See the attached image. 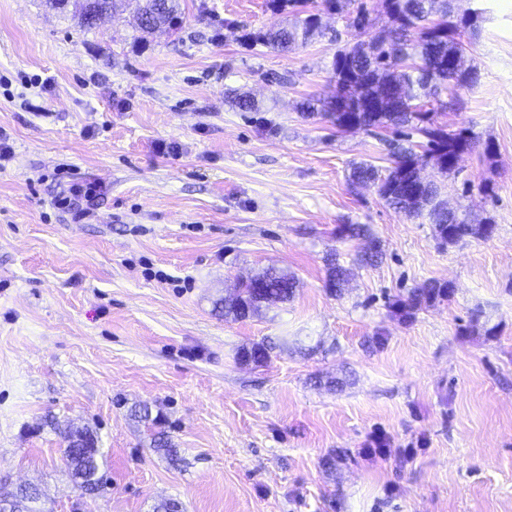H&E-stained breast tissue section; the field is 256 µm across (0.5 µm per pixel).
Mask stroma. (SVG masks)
<instances>
[{"mask_svg": "<svg viewBox=\"0 0 512 512\" xmlns=\"http://www.w3.org/2000/svg\"><path fill=\"white\" fill-rule=\"evenodd\" d=\"M180 3L181 29L143 39L125 11L84 31L45 0H0V484L36 486L43 512H512V0L454 3L479 13L459 29L478 80L433 119L476 145L436 182L496 231L449 246L350 186L352 163L390 167L386 143L298 109L334 92L344 16L282 54L239 41L292 22L267 0ZM342 224L367 225L381 263ZM267 267L295 275L288 302L216 309ZM430 280L451 296L399 313ZM262 341L268 360H239ZM66 421L98 435L103 495L72 480ZM376 437L385 455L366 453ZM326 261L328 266L326 287L332 293H341L348 283L349 271L339 263L336 253L329 254ZM135 416L138 417L142 422L148 425V428L151 431V444L155 448H160L164 450L167 455L173 461H178V450L177 448H173V443L169 439V436L162 430L156 431L154 430L157 426L160 425V419L156 416L154 418L151 417V412L148 408H141L139 410H135Z\"/></svg>", "mask_w": 512, "mask_h": 512, "instance_id": "obj_1", "label": "stroma"}]
</instances>
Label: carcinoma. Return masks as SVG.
<instances>
[{
    "mask_svg": "<svg viewBox=\"0 0 512 512\" xmlns=\"http://www.w3.org/2000/svg\"><path fill=\"white\" fill-rule=\"evenodd\" d=\"M352 0H322V9H308V0H268V6L278 12H289L299 17L291 27L269 30L265 33L245 32L242 43H262L287 52L306 43L316 35H324L322 15L339 11V2ZM50 7L70 13L79 27L90 30L92 23L82 21L85 13L105 14L121 5L129 10L132 26L147 36L165 28L174 30L181 23L180 0H47ZM450 0H389L385 23L367 27L363 20L369 16L364 3H359L356 16L348 27L357 31L356 40L337 48L333 57L330 81L336 94L316 107V100L306 99L298 109L304 115L321 110L336 128L349 130L354 120L363 129L394 127L408 145L397 144L392 153V166L383 174L372 164L355 163L349 175L350 184L359 185L372 180L379 185L378 196L390 207L408 218L424 217L432 224L437 240L442 245H454L466 239L486 240L493 236L496 226L486 218L478 224L448 211L440 199L438 185L422 183L417 177L418 167L431 160L437 174L446 176L456 170L450 160L470 150L474 136L470 129L449 131L434 124L431 112L422 109L418 101L457 86L472 85L477 80L474 69L457 72L450 67L451 59L465 55V45L457 40V26L448 23ZM418 134L425 138L417 152L410 138ZM338 236L367 238L369 245L361 261L375 265L382 260L377 241L369 238L363 224H343ZM326 287L338 293L348 283L349 271L342 266L337 254L327 257ZM296 287L295 276L274 268H267L242 283L238 292L224 298V317L235 320L257 314L265 305L288 301ZM452 286L432 280L414 289L408 302L399 304L405 314L412 315L424 303L450 296ZM135 416L151 429V444L164 450L173 461L179 460L169 436L156 430L160 419L151 417L148 408L135 411ZM87 447L75 450L67 447L64 458L68 471L83 493L95 496L105 492L107 478L102 471L103 454L98 437L87 431ZM0 512H40L38 489L27 493L0 490Z\"/></svg>",
    "mask_w": 512,
    "mask_h": 512,
    "instance_id": "obj_1",
    "label": "carcinoma"
}]
</instances>
